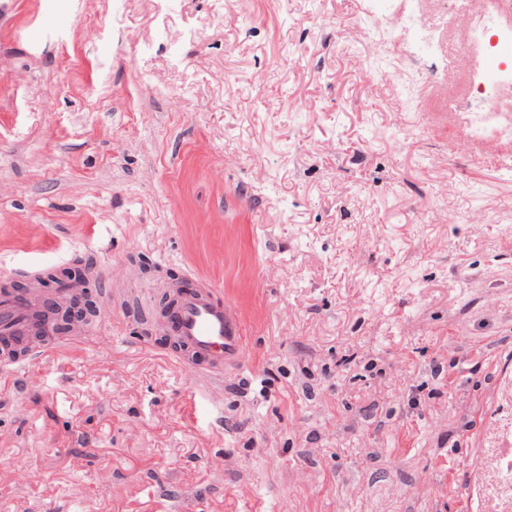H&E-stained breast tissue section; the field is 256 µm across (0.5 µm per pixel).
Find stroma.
Wrapping results in <instances>:
<instances>
[{
  "label": "stroma",
  "instance_id": "1",
  "mask_svg": "<svg viewBox=\"0 0 512 512\" xmlns=\"http://www.w3.org/2000/svg\"><path fill=\"white\" fill-rule=\"evenodd\" d=\"M369 7L0 0V276L79 260L107 302L0 364V512H512V138L460 105L455 0L428 55L393 0L368 56ZM174 273L244 319L221 402L137 316Z\"/></svg>",
  "mask_w": 512,
  "mask_h": 512
}]
</instances>
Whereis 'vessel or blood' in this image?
<instances>
[{
  "mask_svg": "<svg viewBox=\"0 0 512 512\" xmlns=\"http://www.w3.org/2000/svg\"><path fill=\"white\" fill-rule=\"evenodd\" d=\"M28 273L36 286L26 294L0 289V358L17 368L26 367L28 361L48 350L81 344L88 334L87 326L79 325L69 336L34 340V310L53 299L71 297L81 286L65 279L57 288L45 290L38 286L39 267H30ZM160 328L175 336L179 343L175 355L179 367L191 377L208 380L211 399H221L224 368L238 362L245 349L243 321L237 305L229 299H218L215 287L201 280L196 287L180 294L176 308Z\"/></svg>",
  "mask_w": 512,
  "mask_h": 512,
  "instance_id": "1",
  "label": "vessel or blood"
}]
</instances>
